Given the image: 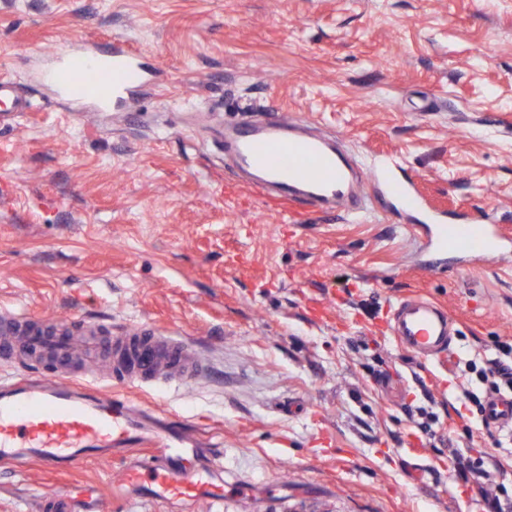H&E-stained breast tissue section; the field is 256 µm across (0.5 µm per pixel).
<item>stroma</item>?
Segmentation results:
<instances>
[{
  "instance_id": "1",
  "label": "stroma",
  "mask_w": 512,
  "mask_h": 512,
  "mask_svg": "<svg viewBox=\"0 0 512 512\" xmlns=\"http://www.w3.org/2000/svg\"><path fill=\"white\" fill-rule=\"evenodd\" d=\"M118 40L158 72L124 108L77 112L38 82L55 50ZM1 73L33 109L0 118V312L192 337L195 381L114 393L190 421L242 491L170 506L116 460L0 466V512L85 487L109 512H482L451 456L483 448L512 495V433L460 400L512 340V254L430 266L422 216L383 188L359 218L290 210L217 138L244 113L304 121L512 234V0H0ZM413 296L454 314L453 374L403 369L386 324Z\"/></svg>"
}]
</instances>
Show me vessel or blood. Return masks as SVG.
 Masks as SVG:
<instances>
[{
    "instance_id": "1",
    "label": "vessel or blood",
    "mask_w": 512,
    "mask_h": 512,
    "mask_svg": "<svg viewBox=\"0 0 512 512\" xmlns=\"http://www.w3.org/2000/svg\"><path fill=\"white\" fill-rule=\"evenodd\" d=\"M44 80L67 100L99 106L120 104L149 83L154 75L143 53L117 42L107 59L89 51L65 48ZM0 106L8 112H28L30 101L17 86L0 78ZM223 145L237 167L251 174V187L277 190L283 201L314 213L341 207L358 214L365 203L353 177L355 166L338 153L327 135L295 132L282 120L246 118L224 133ZM379 183L402 207L425 216L422 229L436 254L450 250L481 259L512 252V237L495 227L448 222L426 211L410 184L390 173ZM37 319L25 314L0 315V362L43 356L53 373H22L0 381V462L22 470L37 465L55 474L78 467L90 458L125 455L122 483L135 488L140 499L192 503L206 499L223 504L229 491L224 469L207 455L206 444L191 431L170 425L153 411L114 399L115 386L144 390L179 379L191 382L201 371L203 357L188 336H167L142 329H123L112 338L113 371L109 381L89 376L76 363L75 345L67 329L54 336L33 332ZM453 317L435 303L407 298L393 309L387 330L396 346L439 368L456 358L450 330ZM484 418L495 428L512 430V394L488 399ZM45 512H104L94 498L80 499L67 491L45 496Z\"/></svg>"
}]
</instances>
